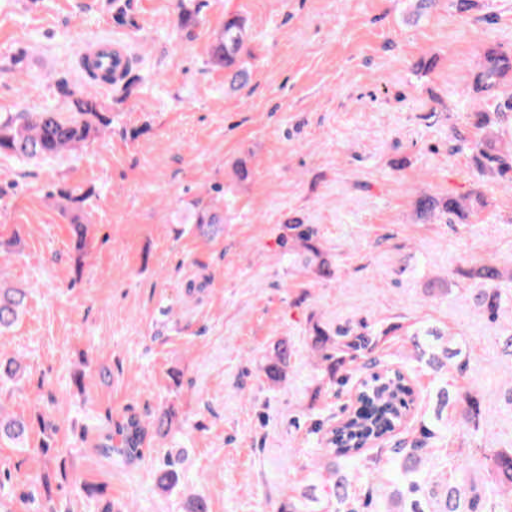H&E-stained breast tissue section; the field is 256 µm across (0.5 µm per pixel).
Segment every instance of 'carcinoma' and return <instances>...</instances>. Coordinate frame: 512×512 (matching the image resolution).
<instances>
[{
  "instance_id": "cac0c4a2",
  "label": "carcinoma",
  "mask_w": 512,
  "mask_h": 512,
  "mask_svg": "<svg viewBox=\"0 0 512 512\" xmlns=\"http://www.w3.org/2000/svg\"><path fill=\"white\" fill-rule=\"evenodd\" d=\"M112 20L118 25L128 23L130 0H110ZM199 8L191 9L187 0H181L178 15L180 30L192 33L198 24ZM251 33L245 20L238 15L224 17V27L218 31L208 50L207 64L224 71V83L234 91L243 89L250 81L251 73L244 57L249 55ZM139 80L134 74L132 61H126L121 73L110 78L115 84H123L128 91ZM512 81V51L499 45L486 46L480 56L473 77V91L484 96V106L470 116L474 130L472 151L481 177L496 173L504 175L512 170V142L499 138L498 127L512 113V94H498L506 81ZM60 95L68 101L69 111L59 112L44 108L38 112L0 113V156L17 161L49 158L64 150H73L95 139L111 123V118L99 102L94 85L74 91L64 80L58 83ZM62 200L61 208L72 213L74 249L84 254L87 246V225L80 221L78 211L91 197L92 192L75 194L65 188L57 190ZM486 202L479 192L462 198L439 199L423 192L414 201V213L421 221H431L443 216L449 223L454 219L466 220L484 207ZM190 217L197 232L214 238L224 232V211L200 201L191 204ZM282 244L290 250H298L304 256L303 268L320 282L336 279V267L326 256L317 239V232L309 224L292 222L284 226ZM454 274L474 285L473 298L478 307L497 317L502 304L504 283H512V267L486 262L478 266H459ZM28 292L23 288L0 284V333L15 324L23 313ZM400 329L392 325L379 331L357 332L351 329L333 331L320 323L309 330L311 351L318 357V367L323 379L330 383L336 377L354 371L358 360L363 365H378L376 353L385 349L389 336ZM416 360L435 373L452 368L463 369L469 356L462 343L455 337L430 329L412 335ZM294 355L292 343L282 338L275 342L271 354L261 367V373L271 386L286 382ZM24 372L22 362L0 353V381L13 380ZM413 403L408 380L396 370H382L366 378L360 388L357 406L346 421L329 431L326 448L320 460L310 467L309 490L301 498L288 502L281 512H358L359 501L355 489L342 472V465L353 461L355 465L373 472L382 464H392L395 470L393 482L405 484V489L396 490L394 496L406 503L398 512H425L422 500L436 506L439 512H474L473 502L467 499L466 490L448 482L444 474H437V493L428 489L430 479L420 477L423 454L434 438H443L450 430L443 421L442 411L450 405L460 407V417L468 423H477L482 416L481 399L476 394L459 395L452 384L444 381L437 389L436 410L433 414H422L418 422L417 437L409 448H384V436L399 425L402 416ZM176 413L164 409L152 420L144 421L135 414L125 416L113 423L105 434L101 447L118 455L122 461L136 460L142 455V446L148 433L165 437L171 431ZM29 424L23 418L0 415V436L13 441H23ZM376 444L373 456H362L366 445ZM182 455L165 458L160 466L155 487L169 491L178 481L176 466ZM485 469L491 476L488 489L487 512H512V448L498 449L485 457Z\"/></svg>"
}]
</instances>
